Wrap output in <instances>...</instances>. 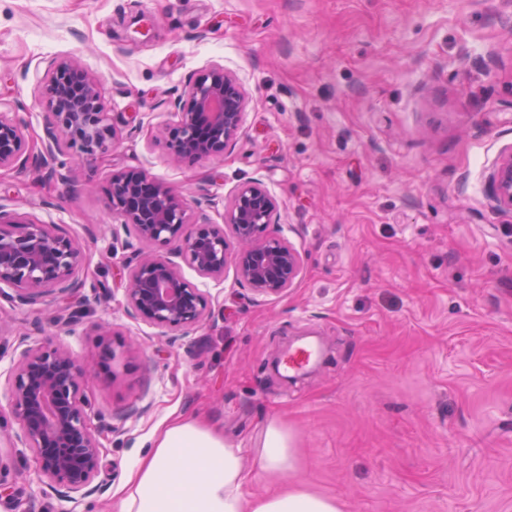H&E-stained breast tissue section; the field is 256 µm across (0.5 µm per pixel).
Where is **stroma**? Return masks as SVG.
Wrapping results in <instances>:
<instances>
[{
    "instance_id": "obj_1",
    "label": "stroma",
    "mask_w": 512,
    "mask_h": 512,
    "mask_svg": "<svg viewBox=\"0 0 512 512\" xmlns=\"http://www.w3.org/2000/svg\"><path fill=\"white\" fill-rule=\"evenodd\" d=\"M65 57L101 78L123 140L104 163L60 155L69 187L33 164L0 173L7 211L81 245L91 300L65 325L55 301L0 298V512H113L127 460L172 415L243 448L280 419L302 478L344 512H512V211L490 182L512 147V0H0V111L31 141ZM214 64L249 96L238 139L172 165L153 131ZM128 168L211 199L218 224L258 182L301 254L294 286L258 296L229 266L204 284L201 326L131 315L120 271L139 242L110 239L105 204ZM297 339L327 351L286 387L267 363ZM24 340L95 365L99 493L56 492L20 439L7 388Z\"/></svg>"
}]
</instances>
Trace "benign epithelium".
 Here are the masks:
<instances>
[{"instance_id": "1", "label": "benign epithelium", "mask_w": 512, "mask_h": 512, "mask_svg": "<svg viewBox=\"0 0 512 512\" xmlns=\"http://www.w3.org/2000/svg\"><path fill=\"white\" fill-rule=\"evenodd\" d=\"M101 79L75 58L52 64L42 95L48 113L39 152L26 157L25 127L0 113V170L20 169L32 160L48 179L69 177L55 167L71 152L85 160H105L119 130L100 94ZM248 97L238 79L213 65L186 86L174 124L156 130L175 163L223 153L237 140ZM494 200L512 211V148L503 152L492 175ZM112 237L133 230L142 242L177 244L196 274L219 283L233 262L237 279L256 294L277 297L293 287L302 258L276 223L278 203L256 182L240 186L224 223L211 221L200 200H189L172 184L143 170L112 174L107 191ZM231 237H226L224 227ZM80 245L50 224L21 222L0 204V288L12 290L14 305L36 307L45 298L70 300L82 288ZM127 310L164 330L201 325L211 310V294L188 282L169 257L135 251L126 258ZM90 366L65 348L28 346L20 354L9 385L11 413L21 439L34 451L38 469L58 492L87 496L102 468L99 434L91 422L92 401L85 390Z\"/></svg>"}]
</instances>
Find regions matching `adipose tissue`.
I'll return each mask as SVG.
<instances>
[{
  "label": "adipose tissue",
  "instance_id": "1",
  "mask_svg": "<svg viewBox=\"0 0 512 512\" xmlns=\"http://www.w3.org/2000/svg\"><path fill=\"white\" fill-rule=\"evenodd\" d=\"M276 489L251 496V473ZM115 512H342L336 497L313 490L301 477L294 437L270 419L251 455L223 432L188 416L158 425L146 453L132 457L114 491Z\"/></svg>",
  "mask_w": 512,
  "mask_h": 512
}]
</instances>
